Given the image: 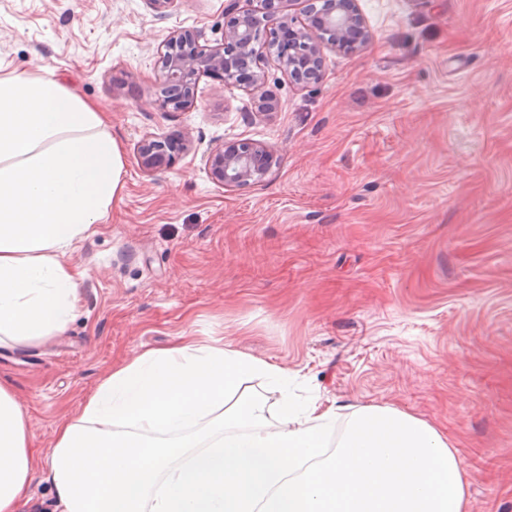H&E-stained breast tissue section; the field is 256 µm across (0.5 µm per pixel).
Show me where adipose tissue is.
Masks as SVG:
<instances>
[{
	"label": "adipose tissue",
	"mask_w": 512,
	"mask_h": 512,
	"mask_svg": "<svg viewBox=\"0 0 512 512\" xmlns=\"http://www.w3.org/2000/svg\"><path fill=\"white\" fill-rule=\"evenodd\" d=\"M104 126L58 81L0 76V343L46 342L78 307L82 273L63 257L124 186ZM256 377L279 390L275 409ZM335 421V406L292 399L287 369L186 336L113 366L58 425L48 478L62 512H469V475L438 429L378 405L337 440ZM40 468L0 381V512H23Z\"/></svg>",
	"instance_id": "adipose-tissue-1"
}]
</instances>
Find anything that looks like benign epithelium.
<instances>
[{"label":"benign epithelium","mask_w":512,"mask_h":512,"mask_svg":"<svg viewBox=\"0 0 512 512\" xmlns=\"http://www.w3.org/2000/svg\"><path fill=\"white\" fill-rule=\"evenodd\" d=\"M248 5L224 8L222 42L214 47L200 43L198 30H175L157 46L158 105L167 112L187 109L194 100L200 78L214 75L252 87L265 78L261 63L275 60L278 68L299 84L321 78L324 50L354 51L369 42L357 0H306V22L296 26L290 13L295 0H247ZM189 150L190 141L167 137L146 138L138 145L141 167L163 170L173 149ZM275 151L258 142L221 145L211 150L205 165L213 179L226 187H243L262 181L275 164Z\"/></svg>","instance_id":"obj_1"}]
</instances>
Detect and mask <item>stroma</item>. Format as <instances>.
<instances>
[{
	"instance_id": "obj_1",
	"label": "stroma",
	"mask_w": 512,
	"mask_h": 512,
	"mask_svg": "<svg viewBox=\"0 0 512 512\" xmlns=\"http://www.w3.org/2000/svg\"><path fill=\"white\" fill-rule=\"evenodd\" d=\"M230 0H0V74L48 76L99 105L124 189L66 262L85 272L63 336L0 346V378L48 459L114 364L182 335L288 369L304 402L408 412L445 433L471 512H512V0H359L371 41L324 52L318 83L268 60L260 90L201 78L163 111L156 47L216 45ZM276 108L257 114L259 96ZM189 153L145 172L146 137ZM279 163L242 189L208 152ZM275 151L258 142L221 145L211 150L205 165L224 187H243L262 181L275 164Z\"/></svg>"
}]
</instances>
